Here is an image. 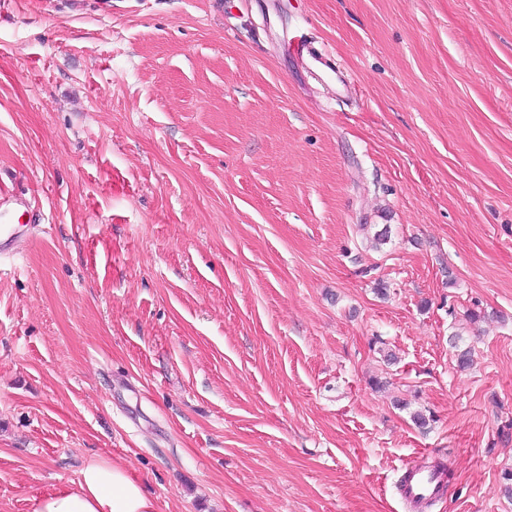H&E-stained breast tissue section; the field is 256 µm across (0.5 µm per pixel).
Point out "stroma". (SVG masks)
<instances>
[{"mask_svg": "<svg viewBox=\"0 0 512 512\" xmlns=\"http://www.w3.org/2000/svg\"><path fill=\"white\" fill-rule=\"evenodd\" d=\"M19 194L0 512L93 457L158 512H412L424 456L429 512H512V0H0ZM284 48L288 55L301 60L308 72L325 83L337 98L345 97L351 83L344 72L336 66V58L323 46L306 42L302 37L288 38L284 35ZM410 479L404 487L407 498L431 499L437 498L444 492L445 473L432 468H419L418 465L407 469Z\"/></svg>", "mask_w": 512, "mask_h": 512, "instance_id": "35a3bbf8", "label": "stroma"}]
</instances>
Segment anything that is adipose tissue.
Listing matches in <instances>:
<instances>
[{
	"mask_svg": "<svg viewBox=\"0 0 512 512\" xmlns=\"http://www.w3.org/2000/svg\"><path fill=\"white\" fill-rule=\"evenodd\" d=\"M31 512H157L156 500L120 465L88 460L77 480L35 497Z\"/></svg>",
	"mask_w": 512,
	"mask_h": 512,
	"instance_id": "1",
	"label": "adipose tissue"
}]
</instances>
